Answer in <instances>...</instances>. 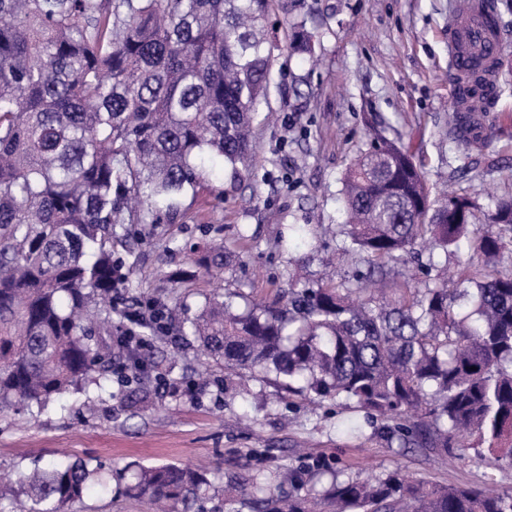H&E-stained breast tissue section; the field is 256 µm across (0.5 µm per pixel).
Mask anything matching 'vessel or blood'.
<instances>
[{"mask_svg": "<svg viewBox=\"0 0 512 512\" xmlns=\"http://www.w3.org/2000/svg\"><path fill=\"white\" fill-rule=\"evenodd\" d=\"M487 0H470L467 9L448 17V57L454 79L481 78L495 85L506 62V35L493 22Z\"/></svg>", "mask_w": 512, "mask_h": 512, "instance_id": "b4317fda", "label": "vessel or blood"}]
</instances>
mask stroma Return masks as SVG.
<instances>
[{"mask_svg":"<svg viewBox=\"0 0 512 512\" xmlns=\"http://www.w3.org/2000/svg\"><path fill=\"white\" fill-rule=\"evenodd\" d=\"M458 0H288L267 21L283 40L306 20L315 57L276 52L270 96L275 123L258 128V150L248 175L234 182L222 161L205 160L208 192L185 198L186 219L160 225L155 237L127 239L119 253L133 270L132 287L164 303L180 294L191 307L204 295L242 293L272 300L289 286L316 284L326 271L348 278L352 265L336 258L342 177L358 146L368 140L367 117L383 118L388 137L412 151L430 185L449 184L476 204L475 229L488 227L497 197L512 194V65L500 77L497 109L483 140L453 134L448 117L457 99L448 66V16ZM204 224H220L233 258L222 279H189L172 290L166 275L188 266L185 243L201 238ZM146 360L161 364L192 395L171 396L149 385L123 398L101 393L85 399L60 395L39 419L0 416V475L52 461L97 460L115 468L196 467L209 485L202 500L177 512H224V484L291 468L328 463L340 479L369 480L400 469L433 483L512 488V468L437 452L422 454L386 441L360 411L330 404L290 405L287 392L248 378L225 386L223 372L200 380L197 344L176 334L154 340ZM69 512H142L138 499L117 486L92 488Z\"/></svg>","mask_w":512,"mask_h":512,"instance_id":"obj_1","label":"stroma"}]
</instances>
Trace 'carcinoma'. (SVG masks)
Here are the masks:
<instances>
[{
    "mask_svg": "<svg viewBox=\"0 0 512 512\" xmlns=\"http://www.w3.org/2000/svg\"><path fill=\"white\" fill-rule=\"evenodd\" d=\"M288 0H0V414L44 411L72 389L146 379L99 340L120 327L131 288L118 224L183 223L181 198L207 190L209 153L241 176L256 150L276 42L263 33ZM306 19L285 36L314 53ZM336 252L352 278L290 288L267 304L213 294L168 324L240 379L273 377L290 396L386 422L405 448L473 450L512 466V196L472 234L473 201L432 196L424 166L376 132L343 175ZM468 254L456 287L429 284L438 258ZM424 286L400 285L408 263ZM195 272L224 268V246L197 248ZM476 370H471V367ZM104 465L59 462L0 484L13 512H67ZM125 492L174 509L201 498L191 467L125 465ZM306 471L272 485L228 482L224 512H512V488L437 485L398 470L299 492ZM291 486L285 491L283 485Z\"/></svg>",
    "mask_w": 512,
    "mask_h": 512,
    "instance_id": "cac0c4a2",
    "label": "carcinoma"
}]
</instances>
